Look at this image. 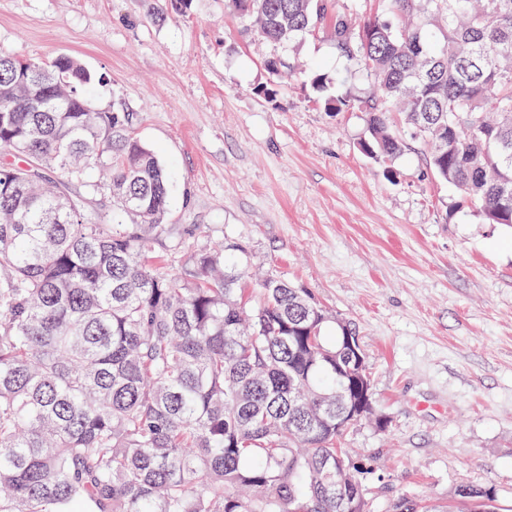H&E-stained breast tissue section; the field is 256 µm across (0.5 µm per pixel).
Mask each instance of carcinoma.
<instances>
[{"label":"carcinoma","mask_w":512,"mask_h":512,"mask_svg":"<svg viewBox=\"0 0 512 512\" xmlns=\"http://www.w3.org/2000/svg\"><path fill=\"white\" fill-rule=\"evenodd\" d=\"M275 45L334 20L378 96L371 159L411 139L489 224L512 225V0H391L353 26L336 0H228ZM75 57L0 50V512H369L339 447L370 383L345 322L268 276L246 311L243 246L157 268L168 178L132 114L91 101ZM473 512L495 489L465 486Z\"/></svg>","instance_id":"1"}]
</instances>
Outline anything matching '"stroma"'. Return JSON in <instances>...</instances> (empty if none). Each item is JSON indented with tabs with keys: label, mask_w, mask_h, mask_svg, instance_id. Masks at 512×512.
Listing matches in <instances>:
<instances>
[{
	"label": "stroma",
	"mask_w": 512,
	"mask_h": 512,
	"mask_svg": "<svg viewBox=\"0 0 512 512\" xmlns=\"http://www.w3.org/2000/svg\"><path fill=\"white\" fill-rule=\"evenodd\" d=\"M157 0H0V50L71 55L95 74L93 99L136 116L135 133L169 175L165 233L152 256L231 239L251 274H269L356 329L375 415L342 439L370 512L396 499L453 504L493 486L512 512V229L459 206L426 168L425 147L374 161L365 117L324 111L302 70L366 95V72L336 51L332 23L276 47L224 0H188L156 20ZM298 66L278 78L265 62ZM274 89L273 99L255 89Z\"/></svg>",
	"instance_id": "obj_1"
}]
</instances>
